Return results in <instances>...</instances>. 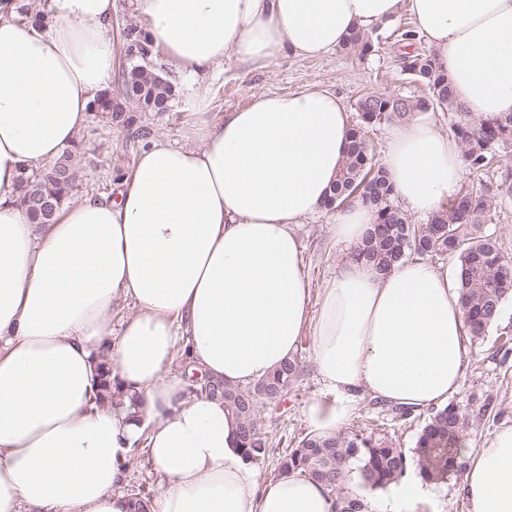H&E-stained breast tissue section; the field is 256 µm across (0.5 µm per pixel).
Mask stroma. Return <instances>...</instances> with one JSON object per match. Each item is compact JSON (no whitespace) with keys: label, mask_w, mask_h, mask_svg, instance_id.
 Here are the masks:
<instances>
[{"label":"stroma","mask_w":512,"mask_h":512,"mask_svg":"<svg viewBox=\"0 0 512 512\" xmlns=\"http://www.w3.org/2000/svg\"><path fill=\"white\" fill-rule=\"evenodd\" d=\"M391 29L377 31L375 47L366 57L346 54L343 50L314 59L289 57L264 71H247L234 61L224 63L218 76L207 79L209 105L207 117L220 119L224 113L245 107L259 92L288 93L305 85H318L339 96L349 114H357L360 99L368 93L420 95L424 89L401 75L396 62L397 49ZM168 79L175 89L173 109L169 112H142L140 125L169 142L188 144L190 129L196 121L194 104L196 85L184 78L172 62H165ZM86 169L71 197L79 202L88 195L112 197L120 179L133 168L139 145L117 127L104 126L98 118H89L80 132ZM331 214L325 213L304 224L301 229L305 273L310 288V304L319 307L324 288L336 275L344 254L333 243L329 226ZM312 334H305L296 355L304 375L281 405L279 434L294 436L309 431L306 409L316 398H326L324 387L312 360ZM468 356L460 391L451 404L467 410L473 420L470 440L475 447L488 444L494 432L512 424V295L504 299L498 319L484 336L466 345ZM421 422L396 417L389 405L362 398L346 429L360 431L366 437L394 442L412 451ZM462 475L452 474L437 481L434 498L415 504L414 512H469V505L459 493Z\"/></svg>","instance_id":"obj_1"}]
</instances>
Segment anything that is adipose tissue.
I'll use <instances>...</instances> for the list:
<instances>
[{
  "mask_svg": "<svg viewBox=\"0 0 512 512\" xmlns=\"http://www.w3.org/2000/svg\"><path fill=\"white\" fill-rule=\"evenodd\" d=\"M178 71L225 59L264 69L336 50L352 30L410 14L472 114L512 113V0H131ZM115 0H49L48 24H18L0 0V512H134L126 463L145 441L160 490L151 512H335L326 486L260 482L216 397L171 373L175 347L210 381L247 385L297 351L304 331L328 400L307 420L331 435L362 397L420 410L458 392L464 309L448 269L407 260L386 275L353 249L375 220L353 203L331 233L347 249L319 310L296 232L324 210L348 150L347 109L309 86L258 93L193 145L152 139L117 197L89 195L31 223L22 179L70 147L111 84ZM381 164L400 208L432 213L464 176L459 145L415 112ZM135 309L112 328L119 303ZM111 360L138 406L97 403ZM466 461L470 512H512V425Z\"/></svg>",
  "mask_w": 512,
  "mask_h": 512,
  "instance_id": "ef3b65f1",
  "label": "adipose tissue"
}]
</instances>
